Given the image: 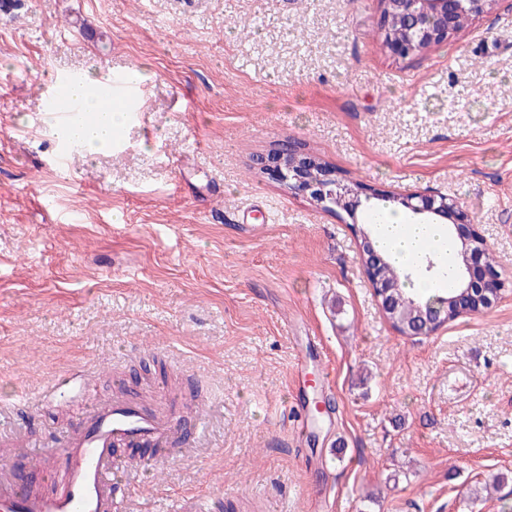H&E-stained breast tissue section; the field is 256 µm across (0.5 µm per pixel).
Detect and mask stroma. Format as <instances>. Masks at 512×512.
<instances>
[{"label": "stroma", "instance_id": "stroma-1", "mask_svg": "<svg viewBox=\"0 0 512 512\" xmlns=\"http://www.w3.org/2000/svg\"><path fill=\"white\" fill-rule=\"evenodd\" d=\"M380 0H21L0 15V449L140 373L203 432L131 479L229 512H512V293L396 331L350 225L257 160L293 142L444 194L512 281V0L416 57ZM139 72L117 145L59 162L58 78ZM303 371H296V364ZM333 385H321L322 367ZM501 477L500 491L481 487Z\"/></svg>", "mask_w": 512, "mask_h": 512}]
</instances>
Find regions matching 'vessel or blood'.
<instances>
[{"mask_svg": "<svg viewBox=\"0 0 512 512\" xmlns=\"http://www.w3.org/2000/svg\"><path fill=\"white\" fill-rule=\"evenodd\" d=\"M99 97L107 108L140 105V89L125 74L103 83ZM199 436V418L144 405L115 386L111 399L92 401L72 424L56 466L19 451L0 465V512H128L120 476L129 462H141L139 448L190 447Z\"/></svg>", "mask_w": 512, "mask_h": 512, "instance_id": "b4317fda", "label": "vessel or blood"}]
</instances>
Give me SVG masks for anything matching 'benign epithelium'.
<instances>
[{
    "mask_svg": "<svg viewBox=\"0 0 512 512\" xmlns=\"http://www.w3.org/2000/svg\"><path fill=\"white\" fill-rule=\"evenodd\" d=\"M382 5L383 44L396 56L407 58L421 54L433 43L447 40L460 31L459 16L473 18L486 12L496 0H380ZM394 16L405 19V26L396 33L390 26ZM310 154L290 146L279 148L258 160L261 171L277 169L282 185L295 194L307 196L325 210H341L351 223H360V211L365 202L375 197L363 188L334 177V172L323 168L319 175H309L306 160ZM392 204L400 205L412 214L422 217L423 224H442L450 219L459 221L462 214L454 200L443 195L415 194L387 196ZM477 255L466 261L467 290L465 294L499 278V273L474 263Z\"/></svg>",
    "mask_w": 512,
    "mask_h": 512,
    "instance_id": "benign-epithelium-1",
    "label": "benign epithelium"
}]
</instances>
